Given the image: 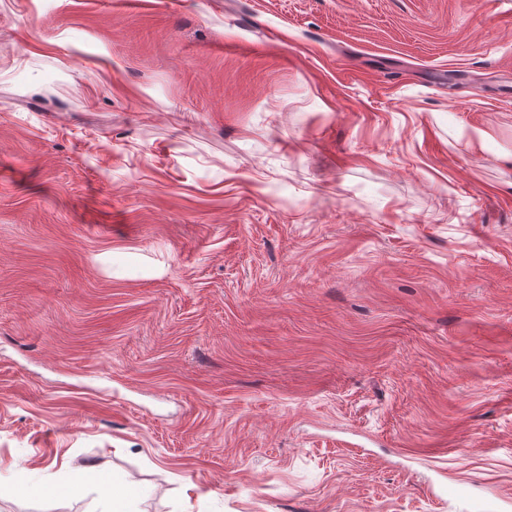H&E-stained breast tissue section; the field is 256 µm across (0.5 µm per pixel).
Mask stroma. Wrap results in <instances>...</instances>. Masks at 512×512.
Instances as JSON below:
<instances>
[{
  "instance_id": "1",
  "label": "stroma",
  "mask_w": 512,
  "mask_h": 512,
  "mask_svg": "<svg viewBox=\"0 0 512 512\" xmlns=\"http://www.w3.org/2000/svg\"><path fill=\"white\" fill-rule=\"evenodd\" d=\"M106 489L512 512V0H0V512Z\"/></svg>"
}]
</instances>
